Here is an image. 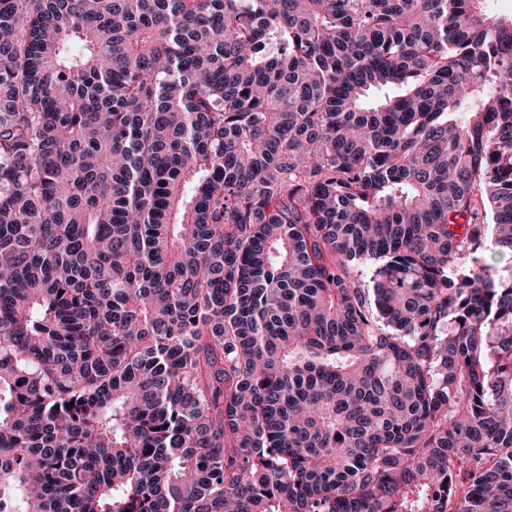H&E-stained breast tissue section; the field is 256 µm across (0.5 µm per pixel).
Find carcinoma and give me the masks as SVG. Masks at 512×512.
<instances>
[{
    "mask_svg": "<svg viewBox=\"0 0 512 512\" xmlns=\"http://www.w3.org/2000/svg\"><path fill=\"white\" fill-rule=\"evenodd\" d=\"M0 0V512H512V14Z\"/></svg>",
    "mask_w": 512,
    "mask_h": 512,
    "instance_id": "carcinoma-1",
    "label": "carcinoma"
}]
</instances>
